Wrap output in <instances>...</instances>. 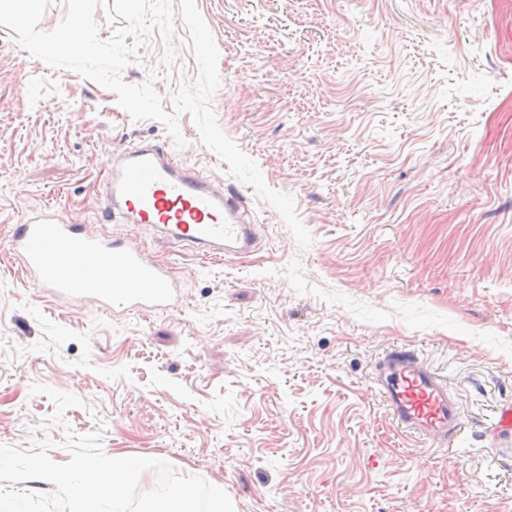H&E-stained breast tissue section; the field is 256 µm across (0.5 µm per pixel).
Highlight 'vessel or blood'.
<instances>
[{
	"mask_svg": "<svg viewBox=\"0 0 512 512\" xmlns=\"http://www.w3.org/2000/svg\"><path fill=\"white\" fill-rule=\"evenodd\" d=\"M109 207L134 222L218 253L250 252L254 227L236 200L210 179L178 163L161 145L127 152L112 169ZM11 247L38 288L62 298H90L124 311L171 309L179 302L171 268L145 250L87 233L51 211L34 212L17 226ZM94 265H87V258ZM374 390L398 426L432 444L447 445L462 428L458 400L414 351L391 350L376 364ZM512 443V402L501 405L488 430Z\"/></svg>",
	"mask_w": 512,
	"mask_h": 512,
	"instance_id": "obj_1",
	"label": "vessel or blood"
}]
</instances>
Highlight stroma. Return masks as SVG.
<instances>
[{
    "instance_id": "35a3bbf8",
    "label": "stroma",
    "mask_w": 512,
    "mask_h": 512,
    "mask_svg": "<svg viewBox=\"0 0 512 512\" xmlns=\"http://www.w3.org/2000/svg\"><path fill=\"white\" fill-rule=\"evenodd\" d=\"M218 50L223 134L291 195L312 243L179 118L176 147L112 91L54 70L0 26V445L101 435L223 484L236 512H512V461L484 424L512 401V0H196ZM153 35L130 84H195ZM160 144L249 211L259 244L215 260L108 213L115 158ZM52 208L147 245L176 311L43 292L10 240ZM421 353L460 404V462L398 427L377 358ZM43 384L77 396L64 422Z\"/></svg>"
}]
</instances>
